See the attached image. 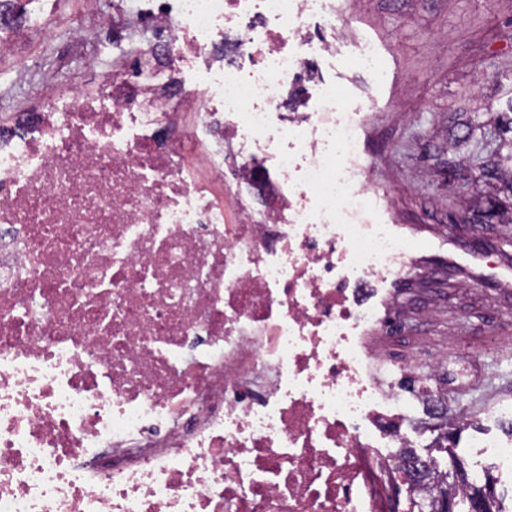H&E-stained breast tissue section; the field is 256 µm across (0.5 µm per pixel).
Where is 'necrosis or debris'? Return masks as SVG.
<instances>
[{
    "label": "necrosis or debris",
    "mask_w": 512,
    "mask_h": 512,
    "mask_svg": "<svg viewBox=\"0 0 512 512\" xmlns=\"http://www.w3.org/2000/svg\"><path fill=\"white\" fill-rule=\"evenodd\" d=\"M124 53L97 91L42 83L0 129V512H398L418 408L369 333L405 319L362 284L412 242L380 214L367 101L319 80L336 0H84ZM191 64L195 83H171ZM473 476L512 480V435Z\"/></svg>",
    "instance_id": "1"
}]
</instances>
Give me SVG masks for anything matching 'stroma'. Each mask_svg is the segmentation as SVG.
Instances as JSON below:
<instances>
[{
  "label": "stroma",
  "instance_id": "stroma-1",
  "mask_svg": "<svg viewBox=\"0 0 512 512\" xmlns=\"http://www.w3.org/2000/svg\"><path fill=\"white\" fill-rule=\"evenodd\" d=\"M71 23L36 35L29 48L34 83L16 79L0 62V122L9 123L50 77L60 88L87 89L111 73L117 50H94L96 66L74 50L73 32L88 25L83 0H53ZM344 53L337 60L312 52L324 79L344 80L348 93L372 98L360 140L375 162L371 180L385 190L389 221L426 241L412 255L409 275L390 284L415 312L391 338L404 365L436 367L455 418L498 398L512 400V287L498 274L512 266V193L470 179L469 145L491 135L512 151V0H340ZM368 40L383 61L381 76L355 69L351 59ZM448 447L416 431L415 453L435 456L441 469L469 468L465 451L474 426L457 422Z\"/></svg>",
  "mask_w": 512,
  "mask_h": 512
}]
</instances>
